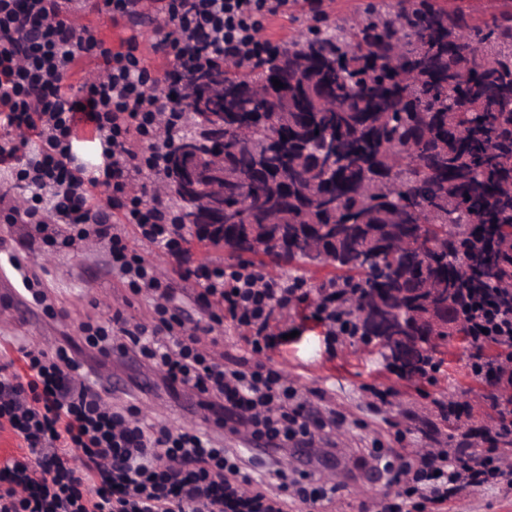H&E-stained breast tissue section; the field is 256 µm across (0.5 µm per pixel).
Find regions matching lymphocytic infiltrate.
I'll return each instance as SVG.
<instances>
[{
	"mask_svg": "<svg viewBox=\"0 0 512 512\" xmlns=\"http://www.w3.org/2000/svg\"><path fill=\"white\" fill-rule=\"evenodd\" d=\"M289 2L0 0V163L14 165L31 192L29 207L9 209L1 219L61 249L108 245L113 272L131 294L152 302L153 323L131 327L117 312L112 326L82 324L87 346L160 368L168 391L202 397L213 423L209 430L170 427L140 417L136 405L105 400L67 346L51 353L21 348L18 361L0 363V427L19 441L18 452L0 460V512H288L292 504L317 512L333 499L335 487L303 482L281 467L279 455L291 442L331 445L335 418L314 416L267 364L230 368L211 357L204 343L213 325L187 324L171 303L175 279L159 277L126 245L133 235L181 259L176 279L195 281L200 307L219 305L250 351L283 344L269 320L302 302V288L262 280L246 266L185 265L189 248L174 235L173 214L156 184L184 119L178 105L186 75L221 59L268 52L257 37L259 24ZM80 10L115 24L146 10L161 17L155 49L167 62L163 78L139 56L137 34L120 50L107 48L96 27L74 23ZM85 57L95 59L103 79L66 84L65 73ZM81 121L92 126L104 157L90 169L73 154ZM18 131L34 136L37 149L15 139ZM99 189L109 209L96 203ZM243 426L268 442L263 462L225 447L224 434ZM368 455L396 490L379 512H410L417 497L442 505L455 492L512 486V468L451 448L421 454L375 448Z\"/></svg>",
	"mask_w": 512,
	"mask_h": 512,
	"instance_id": "f902f5d3",
	"label": "lymphocytic infiltrate"
}]
</instances>
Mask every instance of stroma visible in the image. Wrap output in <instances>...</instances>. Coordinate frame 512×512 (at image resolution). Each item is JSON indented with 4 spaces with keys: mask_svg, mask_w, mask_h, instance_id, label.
Returning <instances> with one entry per match:
<instances>
[{
    "mask_svg": "<svg viewBox=\"0 0 512 512\" xmlns=\"http://www.w3.org/2000/svg\"><path fill=\"white\" fill-rule=\"evenodd\" d=\"M0 253L17 254L24 268L37 275L50 297L64 311L53 319L36 311L23 320L10 293L0 290V336H12L22 344L37 343L51 349L57 343L69 344L78 353L85 369H100L102 375H121L131 382L150 380L152 393L140 409L149 418L166 424H198L196 412L187 408L193 394L175 397L163 385L160 371L133 360L101 363L96 351L86 349L79 331L87 321L109 322L114 311H122L129 324L151 325L152 308L143 298L131 295L128 285L113 273L106 253L98 245H81L69 253L56 255L43 243L29 239L22 225L0 223ZM271 327H286L296 335L274 351L264 352L263 361L285 373L300 396L309 398L317 416L336 415L338 425L332 435L336 456L327 461L317 480L336 486L332 500L335 512H357L359 503L375 505L389 492L385 479H359L350 468L361 450L394 448L410 452L417 448H455L472 439L483 423V416L497 411L493 390L474 380V355L458 352L447 373L436 374L420 387L383 367L359 338H337L328 342L323 326L305 330L294 309L276 311ZM469 387L470 400L478 411L463 417L457 429H433L438 404L456 398L459 387ZM392 388L388 403L376 394ZM423 512H512V486L474 489L451 496L440 510L424 505Z\"/></svg>",
    "mask_w": 512,
    "mask_h": 512,
    "instance_id": "obj_1",
    "label": "stroma"
}]
</instances>
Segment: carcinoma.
<instances>
[{
	"mask_svg": "<svg viewBox=\"0 0 512 512\" xmlns=\"http://www.w3.org/2000/svg\"><path fill=\"white\" fill-rule=\"evenodd\" d=\"M187 77V98L224 113L185 125L186 143L224 148V235L190 242L288 268L326 255L348 334L383 350L411 383L431 379L450 349L474 347L475 379L502 377L512 340L479 336L481 304L512 308V0L479 19L465 0H368L353 17ZM285 84L276 88L273 79ZM280 241L255 251L249 239ZM485 435L512 455V411Z\"/></svg>",
	"mask_w": 512,
	"mask_h": 512,
	"instance_id": "obj_1",
	"label": "carcinoma"
}]
</instances>
